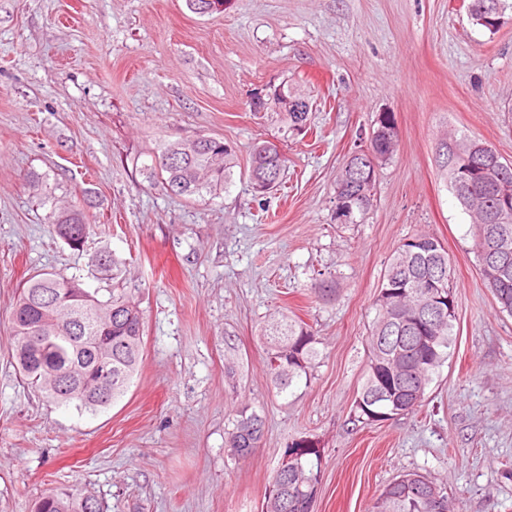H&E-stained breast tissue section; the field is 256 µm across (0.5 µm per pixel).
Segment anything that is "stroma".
I'll use <instances>...</instances> for the list:
<instances>
[{
  "instance_id": "stroma-1",
  "label": "stroma",
  "mask_w": 512,
  "mask_h": 512,
  "mask_svg": "<svg viewBox=\"0 0 512 512\" xmlns=\"http://www.w3.org/2000/svg\"><path fill=\"white\" fill-rule=\"evenodd\" d=\"M301 89L310 134L257 112L254 94ZM399 129L372 208L336 221V174L378 113ZM452 129L512 163V11L496 34L464 0H0V512H33L53 487L103 512H261L288 445L321 451L314 512H372L405 472L445 488L455 512H512V316L483 281L475 229L438 158ZM200 135L233 143L240 174L196 201L149 184L135 157ZM278 141L284 183L255 198V143ZM44 177L48 197L26 179ZM89 198L83 252L48 220ZM437 237L454 268L456 343L416 411L353 421L374 302L403 239ZM111 251L119 287L139 291L140 367L97 413L48 401L11 363L10 315L36 271L89 276ZM336 281L334 300L310 292ZM289 310L310 325L307 380L277 394L262 324ZM266 417L247 459L224 437L238 409Z\"/></svg>"
}]
</instances>
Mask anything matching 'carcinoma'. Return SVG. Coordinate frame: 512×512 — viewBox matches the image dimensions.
Returning a JSON list of instances; mask_svg holds the SVG:
<instances>
[{
  "label": "carcinoma",
  "mask_w": 512,
  "mask_h": 512,
  "mask_svg": "<svg viewBox=\"0 0 512 512\" xmlns=\"http://www.w3.org/2000/svg\"><path fill=\"white\" fill-rule=\"evenodd\" d=\"M489 6L500 13L512 9V0H470L468 11L479 16ZM283 98H301L292 89L276 87L269 94V108L288 130L306 129L308 113L282 109ZM471 158L491 156L492 145L475 136L457 137ZM399 145L394 114L382 112L366 137L364 154L389 161ZM238 166L236 147L222 139L198 137L162 143L140 161L139 172L149 183H160L175 197H219L234 182ZM287 158L262 141L252 149L249 186L266 195L280 186ZM466 165H445L451 187L475 228L479 271L491 288L499 308L512 314V207L506 209L496 184L472 180ZM376 179L373 168L346 160L336 176V199L351 208L346 223H357L372 207L373 199L356 195L358 183ZM83 204L53 206L49 221L54 232L71 249L84 247L91 224ZM116 259L94 255L90 275L114 279ZM454 270L444 244L429 234L403 240L388 262L375 300L377 315L370 329L365 382L355 401L357 421L373 424L390 420L419 407L432 375L448 359L454 345L457 301ZM12 358L22 382L42 391L46 398L76 409L97 412L128 390L143 352V315L139 301L125 289L108 297L89 290L82 278L43 272L29 277L19 288L11 313ZM266 366L278 393L287 392L308 373L318 356L317 340L300 318L281 312L261 328ZM265 416L244 406L224 446L231 455L250 457L260 447ZM288 468L277 469L263 512H305L319 484L320 450L308 440L284 451ZM35 512H100L96 499L77 489H50L35 504ZM373 512H453L443 489L418 473H406L379 494Z\"/></svg>",
  "instance_id": "obj_1"
}]
</instances>
